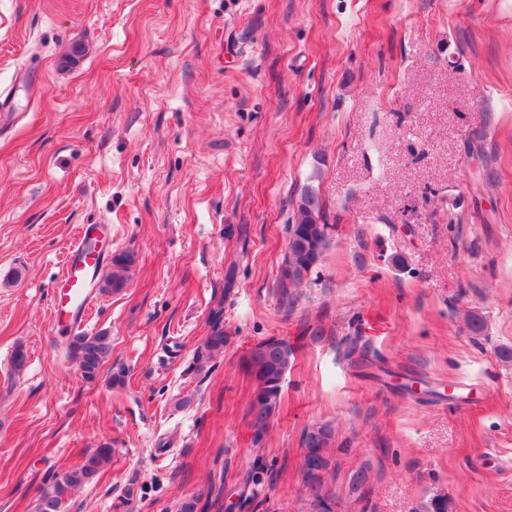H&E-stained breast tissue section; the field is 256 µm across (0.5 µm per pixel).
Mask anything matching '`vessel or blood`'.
<instances>
[{
  "instance_id": "1",
  "label": "vessel or blood",
  "mask_w": 512,
  "mask_h": 512,
  "mask_svg": "<svg viewBox=\"0 0 512 512\" xmlns=\"http://www.w3.org/2000/svg\"><path fill=\"white\" fill-rule=\"evenodd\" d=\"M108 224L77 226L72 241L66 249L59 276L54 285V313L58 325L66 332L83 326L94 303L90 287L93 273L106 261L105 252L93 241L99 233H111Z\"/></svg>"
}]
</instances>
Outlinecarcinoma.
Masks as SVG:
<instances>
[{
	"mask_svg": "<svg viewBox=\"0 0 512 512\" xmlns=\"http://www.w3.org/2000/svg\"><path fill=\"white\" fill-rule=\"evenodd\" d=\"M328 225L325 224L323 206L316 192L306 191L299 201L291 224L288 225V248L281 268L277 288L283 299H288V290L300 284L318 263L328 245ZM134 262V255L122 252L112 256L116 273L112 276V287L124 286L120 272ZM212 329L206 337L203 349L206 358L224 352L229 336L221 328L223 308L211 310ZM72 346L75 363L83 378L94 380L101 367L112 354L109 337L104 333L94 336L79 335ZM295 358V350L286 339L268 338L242 356L241 364L254 386L250 394L247 416L254 430V438L259 441L269 427L270 419L277 410L283 387L284 376ZM335 431L328 424L305 428L300 435L308 464L305 481L312 491L315 512H334L336 496L325 489L323 473L332 464L330 457ZM112 458V446L104 443L88 455L77 469L56 478L38 499L35 512H65V495L69 489L94 478L100 469Z\"/></svg>",
	"mask_w": 512,
	"mask_h": 512,
	"instance_id": "carcinoma-1",
	"label": "carcinoma"
}]
</instances>
